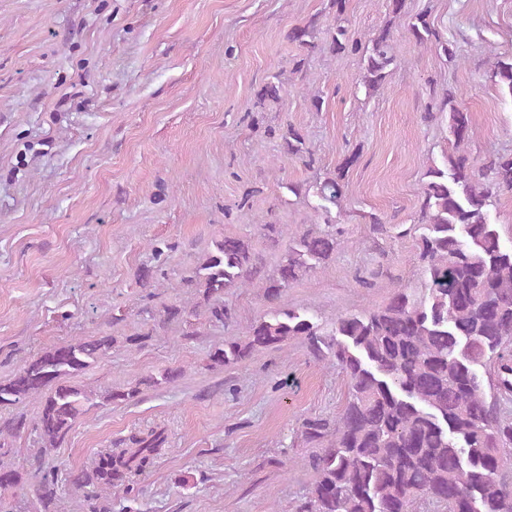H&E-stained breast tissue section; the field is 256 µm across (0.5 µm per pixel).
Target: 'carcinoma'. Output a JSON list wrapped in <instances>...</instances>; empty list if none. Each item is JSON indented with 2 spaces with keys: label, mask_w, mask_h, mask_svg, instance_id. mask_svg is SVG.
Returning <instances> with one entry per match:
<instances>
[{
  "label": "carcinoma",
  "mask_w": 512,
  "mask_h": 512,
  "mask_svg": "<svg viewBox=\"0 0 512 512\" xmlns=\"http://www.w3.org/2000/svg\"><path fill=\"white\" fill-rule=\"evenodd\" d=\"M314 31L311 21L294 27L288 38L310 51ZM408 32L416 43L454 55L425 15L409 22ZM326 42L332 53L361 54V84L370 93L398 65L389 24L362 42L338 22ZM494 77L512 94V59L497 61ZM284 94L283 82L273 75L256 106L278 102ZM442 106L449 108L452 149L425 172L420 208L426 224L417 243L421 291L398 286L381 306L337 316L332 334L325 336L312 316L285 304L284 296L292 284L327 267L344 227L290 232L284 224L266 222L261 234L281 248L274 269H266L249 238L226 235L182 278V287L194 289L199 301L151 313L159 325L202 316L212 326L229 328L237 325L238 314L224 295L255 285L266 312L213 347L205 366L237 365L256 352L282 351L300 340L314 361L330 362L345 375L348 393L341 409L301 422L312 481L294 512H512V414L506 409L512 403V247L503 246L499 225L488 221L497 193L512 191V154L494 155L486 165L490 182H482L465 150L474 135L470 113L456 107L449 92ZM269 135L281 140L286 155L314 167L315 153L294 125L271 128ZM346 167L341 164L334 176L309 189L288 190L311 191L336 206L344 197ZM165 249L153 246L154 263L139 273L143 287L156 282ZM116 343L114 336L71 339L0 378V408L39 403L33 421L21 414L0 425L1 493L27 482L47 509L58 492L54 470L38 466L24 479L12 461L9 439L30 430L40 451L56 448L98 404H128L140 397L142 386L181 375L179 369H164L158 379L150 376L101 394L87 390L79 377ZM166 444L165 428L139 430L122 447L99 453L89 470L70 474L72 486L93 487L85 495L87 512H97L95 500L114 489L137 501L136 477Z\"/></svg>",
  "instance_id": "cac0c4a2"
}]
</instances>
